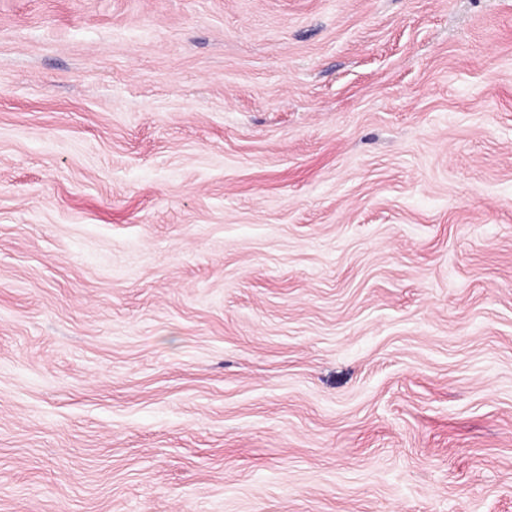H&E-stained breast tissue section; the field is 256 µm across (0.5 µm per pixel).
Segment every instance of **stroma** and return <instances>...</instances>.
<instances>
[{
	"label": "stroma",
	"mask_w": 512,
	"mask_h": 512,
	"mask_svg": "<svg viewBox=\"0 0 512 512\" xmlns=\"http://www.w3.org/2000/svg\"><path fill=\"white\" fill-rule=\"evenodd\" d=\"M0 512H512V0H0Z\"/></svg>",
	"instance_id": "obj_1"
}]
</instances>
